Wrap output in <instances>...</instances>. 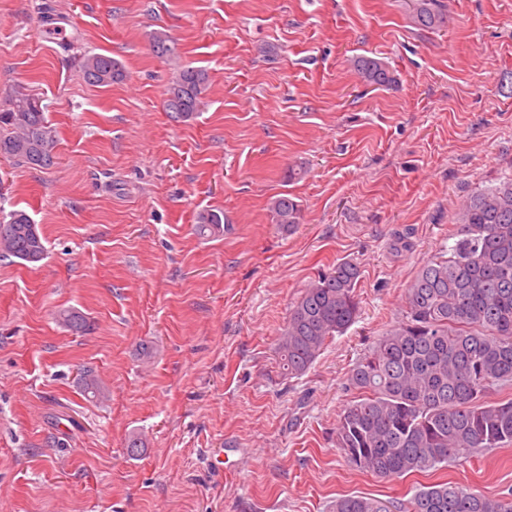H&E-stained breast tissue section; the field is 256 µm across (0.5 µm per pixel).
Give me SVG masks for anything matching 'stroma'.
<instances>
[{"label": "stroma", "instance_id": "stroma-1", "mask_svg": "<svg viewBox=\"0 0 512 512\" xmlns=\"http://www.w3.org/2000/svg\"><path fill=\"white\" fill-rule=\"evenodd\" d=\"M413 5L0 0V105L25 87L58 137L48 169L0 156V217L26 211L47 246L35 266L0 261V512H332L441 482L512 494V446L381 480L335 444L355 361L401 320L467 197L512 174V0H439L433 29ZM157 31L174 57L154 53ZM87 52L125 79L86 83ZM359 54L397 84H365ZM186 65L210 85L176 122L164 100ZM284 193L302 209L288 234L268 210ZM206 208L224 212L223 236L195 234ZM344 260L360 269L359 320L285 377L290 306ZM69 307L87 331L59 322ZM88 368L101 401L79 390Z\"/></svg>", "mask_w": 512, "mask_h": 512}]
</instances>
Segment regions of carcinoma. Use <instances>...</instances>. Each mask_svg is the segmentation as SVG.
Returning a JSON list of instances; mask_svg holds the SVG:
<instances>
[{
	"mask_svg": "<svg viewBox=\"0 0 512 512\" xmlns=\"http://www.w3.org/2000/svg\"><path fill=\"white\" fill-rule=\"evenodd\" d=\"M414 23L441 22L437 0H417ZM161 57L175 55L168 36L152 35ZM362 81L376 88L397 83L393 70L374 56L352 61ZM84 80L110 86L125 78L112 56L81 58ZM209 75L197 67L180 69L164 100L165 111L187 121L204 106ZM56 129L39 99L21 90L0 109V155L47 169L55 164ZM272 220L288 233L301 223L300 204L286 194L272 199ZM224 212L202 209L195 216L201 236L224 233ZM447 256L429 261L405 290L404 314L360 357L347 377L354 396L336 422L335 442L348 464L379 478L437 470L468 461L486 448L512 445V400L490 394L512 384V178L472 194L456 217ZM47 254L38 225L21 210L0 221V259L36 265ZM359 267L342 261L320 273L289 310L277 347L283 373L304 375L327 340L344 334L361 316L355 288ZM71 331L81 333L86 318L60 313ZM91 399L105 393L91 371L81 380ZM332 512H512V496L476 491L460 483H437L394 503L376 497L343 496Z\"/></svg>",
	"mask_w": 512,
	"mask_h": 512,
	"instance_id": "1",
	"label": "carcinoma"
}]
</instances>
